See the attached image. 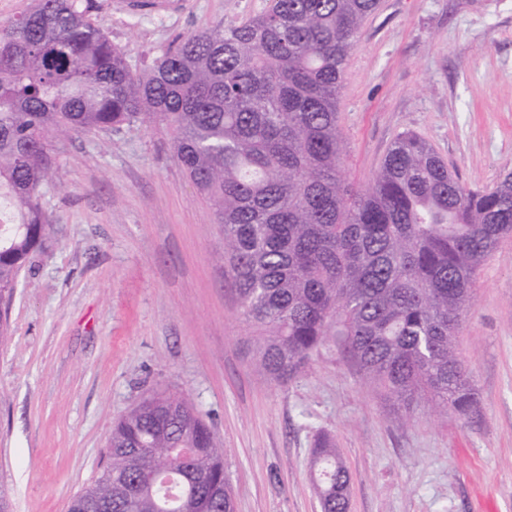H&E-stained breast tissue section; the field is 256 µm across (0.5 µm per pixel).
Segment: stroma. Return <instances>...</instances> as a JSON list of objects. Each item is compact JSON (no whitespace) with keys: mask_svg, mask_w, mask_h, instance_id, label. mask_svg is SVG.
Listing matches in <instances>:
<instances>
[{"mask_svg":"<svg viewBox=\"0 0 512 512\" xmlns=\"http://www.w3.org/2000/svg\"><path fill=\"white\" fill-rule=\"evenodd\" d=\"M129 63L268 0H93ZM346 174L367 185L411 131L489 187L512 171V0H380L338 103ZM42 189L54 240L0 306V491L12 512H68L108 462L115 422L154 391L187 393L226 448L235 512H320L311 448L330 436L349 512H512V236L482 262L457 338L477 408L398 426L334 345L285 383L253 370L256 331L222 261L213 210L163 130L59 142Z\"/></svg>","mask_w":512,"mask_h":512,"instance_id":"obj_1","label":"stroma"}]
</instances>
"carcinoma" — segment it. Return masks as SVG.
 Wrapping results in <instances>:
<instances>
[{
	"label": "carcinoma",
	"instance_id": "1",
	"mask_svg": "<svg viewBox=\"0 0 512 512\" xmlns=\"http://www.w3.org/2000/svg\"><path fill=\"white\" fill-rule=\"evenodd\" d=\"M379 0H269L132 67L87 0H32L0 23V301L53 225L54 142L150 125L210 203L266 380L340 345L400 423L477 406L456 338L481 263L512 234V171L469 188L423 138L398 135L366 187L345 175L338 97ZM226 450L186 394L152 392L112 428L109 462L70 512H234ZM322 512H348L349 472L323 435Z\"/></svg>",
	"mask_w": 512,
	"mask_h": 512
}]
</instances>
